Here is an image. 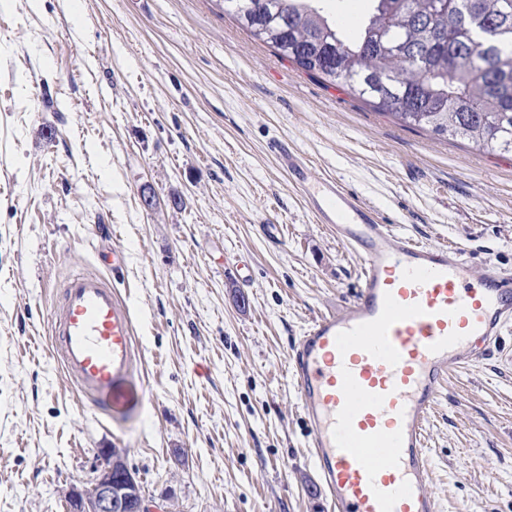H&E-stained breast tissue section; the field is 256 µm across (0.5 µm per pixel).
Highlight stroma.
<instances>
[{"label":"stroma","instance_id":"stroma-1","mask_svg":"<svg viewBox=\"0 0 512 512\" xmlns=\"http://www.w3.org/2000/svg\"><path fill=\"white\" fill-rule=\"evenodd\" d=\"M277 141L398 234L512 274L511 154L326 86L216 0H0V512H69L109 448L177 512H326L285 364L363 259ZM116 244L139 357L113 418L49 360L48 303ZM427 437L441 512H512V327Z\"/></svg>","mask_w":512,"mask_h":512}]
</instances>
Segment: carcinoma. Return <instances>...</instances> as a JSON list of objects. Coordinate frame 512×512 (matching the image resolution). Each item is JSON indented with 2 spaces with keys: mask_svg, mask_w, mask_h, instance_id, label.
Masks as SVG:
<instances>
[{
  "mask_svg": "<svg viewBox=\"0 0 512 512\" xmlns=\"http://www.w3.org/2000/svg\"><path fill=\"white\" fill-rule=\"evenodd\" d=\"M282 58L443 139L512 152V0H368L347 32L321 0H221Z\"/></svg>",
  "mask_w": 512,
  "mask_h": 512,
  "instance_id": "carcinoma-1",
  "label": "carcinoma"
}]
</instances>
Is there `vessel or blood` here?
<instances>
[{
	"mask_svg": "<svg viewBox=\"0 0 512 512\" xmlns=\"http://www.w3.org/2000/svg\"><path fill=\"white\" fill-rule=\"evenodd\" d=\"M316 223L363 257L357 292L316 316L287 356L329 512H439L426 429L450 372L512 323V276L474 274L461 249L395 233L335 179L281 146ZM50 354L87 402L114 397L136 361L133 314L111 277L76 271L49 312Z\"/></svg>",
	"mask_w": 512,
	"mask_h": 512,
	"instance_id": "b4317fda",
	"label": "vessel or blood"
}]
</instances>
